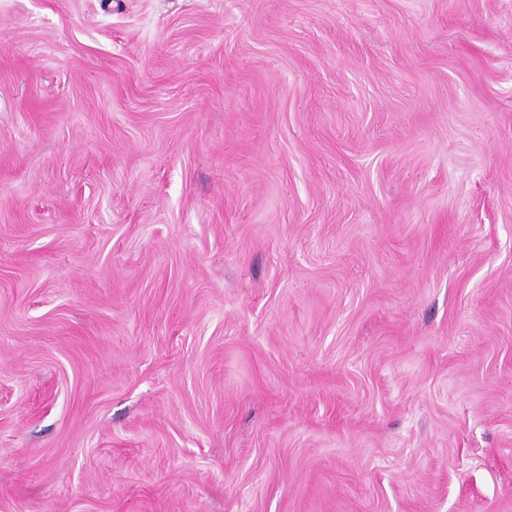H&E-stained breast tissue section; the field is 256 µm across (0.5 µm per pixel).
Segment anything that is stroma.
Returning a JSON list of instances; mask_svg holds the SVG:
<instances>
[{
    "label": "stroma",
    "instance_id": "1",
    "mask_svg": "<svg viewBox=\"0 0 512 512\" xmlns=\"http://www.w3.org/2000/svg\"><path fill=\"white\" fill-rule=\"evenodd\" d=\"M0 512H512V0H0Z\"/></svg>",
    "mask_w": 512,
    "mask_h": 512
}]
</instances>
